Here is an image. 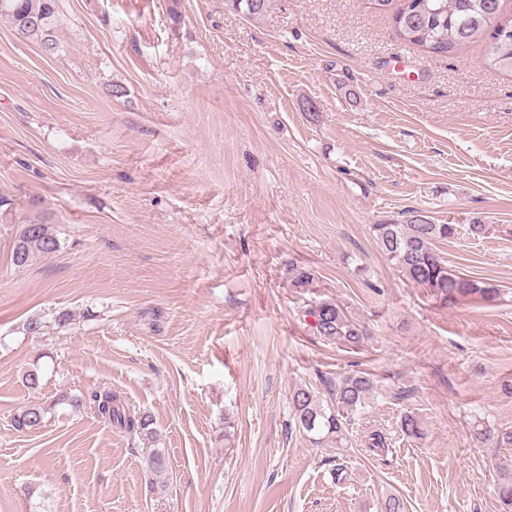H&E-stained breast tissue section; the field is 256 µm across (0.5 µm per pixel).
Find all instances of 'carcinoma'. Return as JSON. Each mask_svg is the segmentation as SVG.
I'll list each match as a JSON object with an SVG mask.
<instances>
[{
  "label": "carcinoma",
  "instance_id": "1",
  "mask_svg": "<svg viewBox=\"0 0 512 512\" xmlns=\"http://www.w3.org/2000/svg\"><path fill=\"white\" fill-rule=\"evenodd\" d=\"M233 7L250 17L262 15L269 0H231ZM374 9L392 12L398 37L425 51L452 57L476 41L484 43V64L493 70L512 73V10L504 9L505 0H370ZM0 17L8 20L15 33L32 41L47 55L60 48L58 0H0ZM377 243L387 258L412 283L427 288L444 300L459 298L490 299L499 288L490 282L471 279L448 267V262L434 248L438 241L455 237V224H434L420 211H410L401 222L385 221L373 225ZM60 243L48 222L40 217L22 225L14 241L11 261L25 268L39 257L59 250ZM307 316L313 319L318 334L329 341L356 345L362 333L343 308L332 300L312 305ZM372 382L362 375H352L328 385L330 405L309 388H298L292 396L297 425L313 442L337 443L346 438V423L341 412H354L365 402ZM69 406L75 412L90 407L111 426L131 437L150 434L149 416L132 411L123 397L112 391L96 392L90 397L74 396ZM46 409L29 404L13 416L16 429L37 428ZM401 430L410 438L422 435V423L412 413L401 419ZM503 512H512V469L500 472L498 487Z\"/></svg>",
  "mask_w": 512,
  "mask_h": 512
}]
</instances>
